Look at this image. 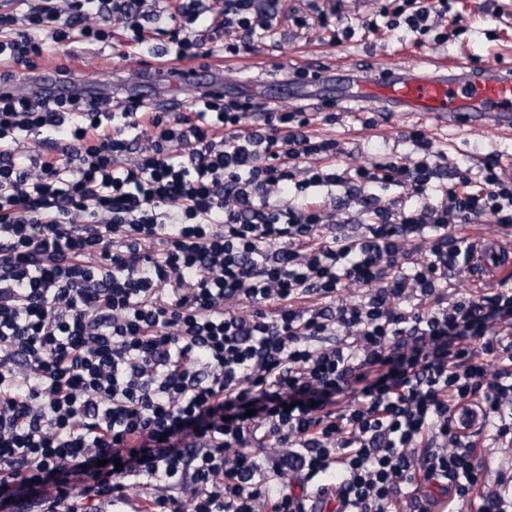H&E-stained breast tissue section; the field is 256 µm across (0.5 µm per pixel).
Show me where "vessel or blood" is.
<instances>
[{
	"label": "vessel or blood",
	"instance_id": "1",
	"mask_svg": "<svg viewBox=\"0 0 512 512\" xmlns=\"http://www.w3.org/2000/svg\"><path fill=\"white\" fill-rule=\"evenodd\" d=\"M219 66L201 69L192 65L156 62L141 72L128 91L126 102L146 105L172 104L176 95L223 93ZM46 100L77 88V81H64L53 70L43 72L30 83ZM280 90L289 95L319 100L323 107L356 102L380 112H415L439 124L479 127L485 113H494L500 127L512 131V64L494 59L474 65L427 62L410 69L400 65L382 66L375 79H368L357 67L317 66L304 75L283 79ZM470 276L491 282L512 274V246L504 235L481 233L467 259Z\"/></svg>",
	"mask_w": 512,
	"mask_h": 512
}]
</instances>
